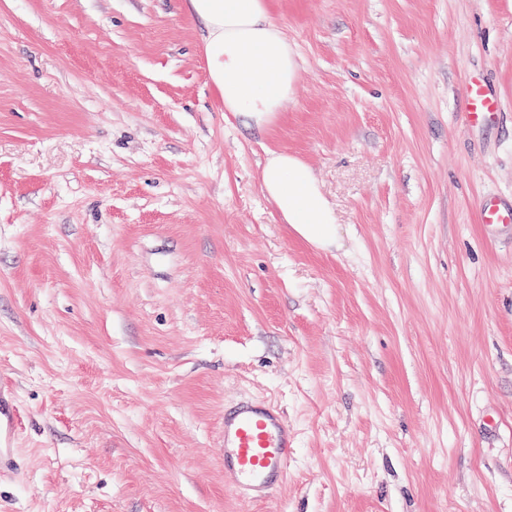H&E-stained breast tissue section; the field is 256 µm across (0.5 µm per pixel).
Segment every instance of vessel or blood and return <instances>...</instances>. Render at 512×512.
I'll use <instances>...</instances> for the list:
<instances>
[{"mask_svg":"<svg viewBox=\"0 0 512 512\" xmlns=\"http://www.w3.org/2000/svg\"><path fill=\"white\" fill-rule=\"evenodd\" d=\"M497 111V98L486 83L478 78L470 80L465 91L468 122L487 123ZM479 215L483 224L512 226V207L492 200L481 201ZM292 458L293 438L288 426L269 404L244 401L225 410L224 472L242 499H264L274 484L287 478Z\"/></svg>","mask_w":512,"mask_h":512,"instance_id":"b4317fda","label":"vessel or blood"}]
</instances>
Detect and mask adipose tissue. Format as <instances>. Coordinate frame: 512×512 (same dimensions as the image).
<instances>
[{
	"mask_svg": "<svg viewBox=\"0 0 512 512\" xmlns=\"http://www.w3.org/2000/svg\"><path fill=\"white\" fill-rule=\"evenodd\" d=\"M187 5L202 25L209 76L225 111L257 128L272 124L293 91L298 62L272 17L271 0H188ZM260 181L278 213L303 239L321 247L336 242V216L303 161L271 153Z\"/></svg>",
	"mask_w": 512,
	"mask_h": 512,
	"instance_id": "ef3b65f1",
	"label": "adipose tissue"
}]
</instances>
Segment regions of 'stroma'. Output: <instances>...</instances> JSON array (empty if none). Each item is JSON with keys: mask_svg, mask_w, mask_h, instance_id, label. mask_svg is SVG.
Segmentation results:
<instances>
[{"mask_svg": "<svg viewBox=\"0 0 512 512\" xmlns=\"http://www.w3.org/2000/svg\"><path fill=\"white\" fill-rule=\"evenodd\" d=\"M247 127L186 0H0V512H512V0H272ZM500 99L468 125L464 81ZM297 156L339 240L264 195ZM295 439L262 502L224 410ZM480 223L512 226V207L501 206L491 199H483L479 205Z\"/></svg>", "mask_w": 512, "mask_h": 512, "instance_id": "1", "label": "stroma"}]
</instances>
